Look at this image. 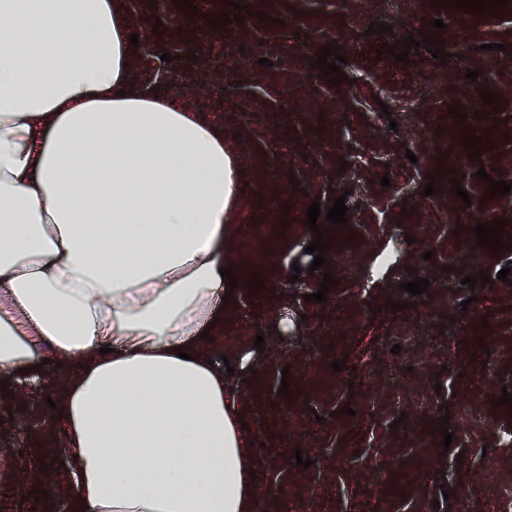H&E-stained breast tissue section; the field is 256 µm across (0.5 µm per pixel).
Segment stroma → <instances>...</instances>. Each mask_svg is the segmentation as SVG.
<instances>
[{
	"instance_id": "obj_1",
	"label": "stroma",
	"mask_w": 512,
	"mask_h": 512,
	"mask_svg": "<svg viewBox=\"0 0 512 512\" xmlns=\"http://www.w3.org/2000/svg\"><path fill=\"white\" fill-rule=\"evenodd\" d=\"M239 2L237 12L225 0H190L193 15L175 0H114V9L139 39L133 89L224 131L237 161L228 251L276 255L262 288L241 277L224 297L220 341L207 349L240 400L254 512H512V441L503 437L512 405L498 403L512 394V273L497 278L512 270V207L489 193L490 181H512V0L481 15L440 0ZM223 13L241 20L215 26ZM374 21L391 33L368 34ZM417 34L438 36L447 63L423 47L405 62L381 50ZM327 44L346 59L336 85L313 66ZM476 68L477 80L466 79ZM484 89L496 102L480 100ZM455 106L462 127L495 121L479 157H462L448 135ZM481 168L489 181L477 178ZM430 182L439 191L427 196ZM273 197L284 223L267 220ZM338 198L347 222L318 218L330 245L323 270H311L307 210ZM497 219L508 228L492 253L473 226ZM482 271L487 284L464 285ZM327 272L335 287L311 301ZM420 278L430 282L422 295L401 290ZM65 378L52 360L0 390L9 450L0 512H76L75 489L57 496L25 482L43 452L69 459L48 404Z\"/></svg>"
}]
</instances>
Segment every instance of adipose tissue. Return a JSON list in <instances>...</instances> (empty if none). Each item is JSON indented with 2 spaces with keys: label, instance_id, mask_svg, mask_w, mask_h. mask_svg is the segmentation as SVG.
<instances>
[{
  "label": "adipose tissue",
  "instance_id": "obj_1",
  "mask_svg": "<svg viewBox=\"0 0 512 512\" xmlns=\"http://www.w3.org/2000/svg\"><path fill=\"white\" fill-rule=\"evenodd\" d=\"M112 0H0V373L74 369L77 512H253L203 332L236 168L221 128L131 89Z\"/></svg>",
  "mask_w": 512,
  "mask_h": 512
}]
</instances>
